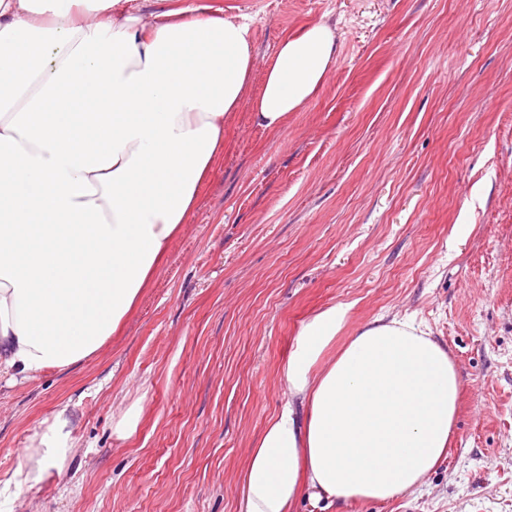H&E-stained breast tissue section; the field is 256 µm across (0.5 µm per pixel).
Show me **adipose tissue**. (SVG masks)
Listing matches in <instances>:
<instances>
[{
  "mask_svg": "<svg viewBox=\"0 0 512 512\" xmlns=\"http://www.w3.org/2000/svg\"><path fill=\"white\" fill-rule=\"evenodd\" d=\"M68 0H0V374L91 358L137 304L224 151L253 77L255 124L282 128L337 55L327 22L256 71L247 22L178 11L72 17ZM349 304L316 313L283 371L279 410L240 478L243 512H289L304 489L345 502L414 492L444 456L461 378L408 318L380 316L338 352ZM75 446L57 411L29 436L26 478Z\"/></svg>",
  "mask_w": 512,
  "mask_h": 512,
  "instance_id": "1",
  "label": "adipose tissue"
}]
</instances>
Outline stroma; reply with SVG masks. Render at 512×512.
<instances>
[{
  "label": "stroma",
  "instance_id": "obj_1",
  "mask_svg": "<svg viewBox=\"0 0 512 512\" xmlns=\"http://www.w3.org/2000/svg\"><path fill=\"white\" fill-rule=\"evenodd\" d=\"M246 15L258 65L335 24L324 85L285 127H224V156L100 353L21 385L0 376V474L60 409L62 473L0 512H242L240 475L284 399L303 323L351 304L445 345L462 380L446 456L415 493L293 512H512V0H121ZM131 433L115 421L132 404Z\"/></svg>",
  "mask_w": 512,
  "mask_h": 512
}]
</instances>
